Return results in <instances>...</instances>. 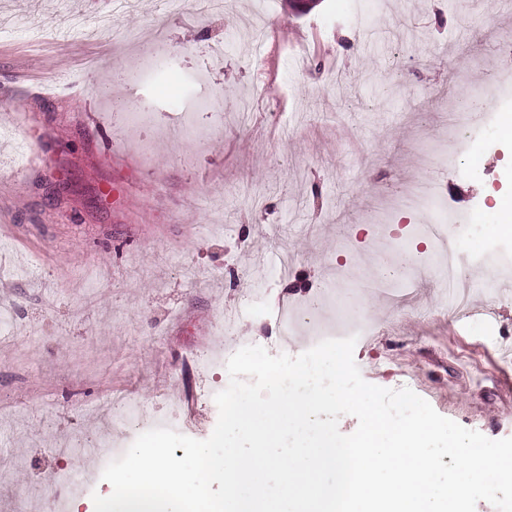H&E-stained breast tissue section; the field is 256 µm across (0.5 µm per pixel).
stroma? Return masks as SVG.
Masks as SVG:
<instances>
[{
	"label": "stroma",
	"mask_w": 512,
	"mask_h": 512,
	"mask_svg": "<svg viewBox=\"0 0 512 512\" xmlns=\"http://www.w3.org/2000/svg\"><path fill=\"white\" fill-rule=\"evenodd\" d=\"M0 0V512H51L96 471L98 444L129 448L121 398L207 439L229 379L203 355L220 317L270 354L302 353L273 306L339 296L320 321L371 307L354 360L442 416L512 437V279L458 322L435 271L382 274L380 245L437 209L371 224L370 210L430 184L491 223L478 183L512 178V145L474 135L452 165L423 167L445 106L475 126L512 113V11L498 0ZM164 34L170 53L141 67ZM357 247L345 250L347 240ZM289 252L288 277L277 257ZM266 306L239 309L253 289Z\"/></svg>",
	"instance_id": "1"
}]
</instances>
